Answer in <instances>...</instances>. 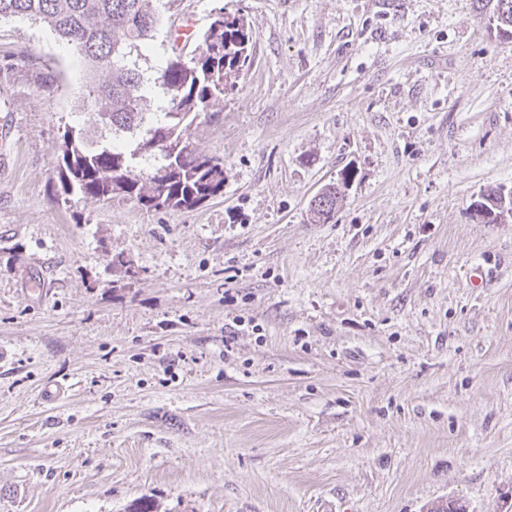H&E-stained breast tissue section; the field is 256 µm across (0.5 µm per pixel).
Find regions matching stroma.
Listing matches in <instances>:
<instances>
[{
	"instance_id": "obj_1",
	"label": "stroma",
	"mask_w": 512,
	"mask_h": 512,
	"mask_svg": "<svg viewBox=\"0 0 512 512\" xmlns=\"http://www.w3.org/2000/svg\"><path fill=\"white\" fill-rule=\"evenodd\" d=\"M158 8L146 71L218 9L256 36L191 128L224 162L192 211L57 201L86 66L0 22V512H512V215L476 210L512 191L496 0ZM339 194L341 191H338L336 187H330L322 193L316 205H313V202L310 203L311 211L316 218L315 221L327 224L334 218Z\"/></svg>"
}]
</instances>
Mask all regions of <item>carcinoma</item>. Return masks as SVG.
<instances>
[{"label":"carcinoma","mask_w":512,"mask_h":512,"mask_svg":"<svg viewBox=\"0 0 512 512\" xmlns=\"http://www.w3.org/2000/svg\"><path fill=\"white\" fill-rule=\"evenodd\" d=\"M154 0H0V21L47 24L88 66L86 85L97 136L84 125L65 127L56 156L65 196L135 202L147 210H192L224 191V163L191 141L202 113L223 104L251 65L254 35L240 15L216 11L190 56L177 52L146 75L140 47L153 40L160 16ZM497 25L512 34V0H497ZM99 72L108 79L99 81ZM161 89L158 111L145 108L151 86ZM338 191L311 206L316 221L335 216Z\"/></svg>","instance_id":"obj_1"}]
</instances>
